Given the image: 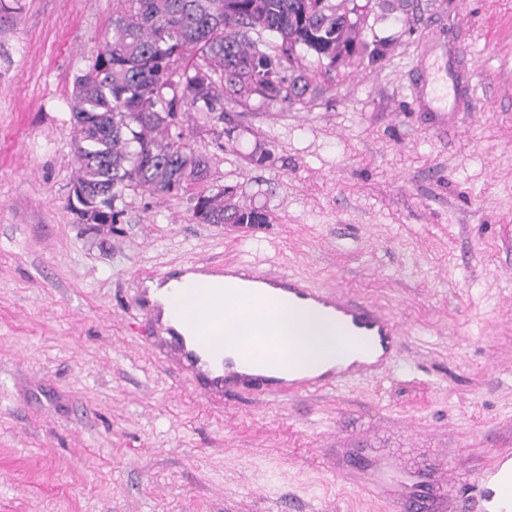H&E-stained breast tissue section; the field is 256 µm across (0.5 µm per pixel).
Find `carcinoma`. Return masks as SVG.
<instances>
[{
	"mask_svg": "<svg viewBox=\"0 0 512 512\" xmlns=\"http://www.w3.org/2000/svg\"><path fill=\"white\" fill-rule=\"evenodd\" d=\"M111 37L77 78L72 116L79 168L72 194L87 224H115L125 191L177 194L208 176V160L179 131L190 106L224 120V99L302 103L315 75L288 64L309 56L337 69L368 50L357 0H126ZM203 224H267L228 189L200 195Z\"/></svg>",
	"mask_w": 512,
	"mask_h": 512,
	"instance_id": "obj_1",
	"label": "carcinoma"
}]
</instances>
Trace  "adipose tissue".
<instances>
[{
  "label": "adipose tissue",
  "mask_w": 512,
  "mask_h": 512,
  "mask_svg": "<svg viewBox=\"0 0 512 512\" xmlns=\"http://www.w3.org/2000/svg\"><path fill=\"white\" fill-rule=\"evenodd\" d=\"M153 298L162 305V319L178 324L183 313L197 314L199 336L215 345L232 362L239 374L252 373L264 361L292 362L297 375H311L336 364L349 362L351 340L317 314H291L277 308L270 296L257 288H228L224 277L189 273L178 298H171L168 284L149 282ZM272 329L279 344L273 349L242 359L258 326Z\"/></svg>",
  "instance_id": "1"
}]
</instances>
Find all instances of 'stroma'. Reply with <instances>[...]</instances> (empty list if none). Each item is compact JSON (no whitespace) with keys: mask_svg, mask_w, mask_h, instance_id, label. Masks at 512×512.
Here are the masks:
<instances>
[{"mask_svg":"<svg viewBox=\"0 0 512 512\" xmlns=\"http://www.w3.org/2000/svg\"><path fill=\"white\" fill-rule=\"evenodd\" d=\"M5 3L0 512H390L358 482L379 461L437 469L462 512L512 449V0H371L375 63L317 72L301 104L184 108L208 178L126 191L116 224L71 201V98L116 0ZM220 186L268 223H199ZM194 260L373 303L397 354L332 390L203 396L133 305Z\"/></svg>","mask_w":512,"mask_h":512,"instance_id":"stroma-1","label":"stroma"}]
</instances>
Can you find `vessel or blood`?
Segmentation results:
<instances>
[{
  "label": "vessel or blood",
  "instance_id": "vessel-or-blood-1",
  "mask_svg": "<svg viewBox=\"0 0 512 512\" xmlns=\"http://www.w3.org/2000/svg\"><path fill=\"white\" fill-rule=\"evenodd\" d=\"M224 276L233 278L240 288H266L276 291L283 307L296 311L316 309L336 322L339 329L356 339L358 359L313 377H283L270 382L263 374L245 375L244 381L257 390L278 395L282 392L309 393L341 384L347 379L387 364L395 356L401 329L388 313L376 306L348 297L344 292H327L313 287L303 277L285 274L259 276L245 266H228ZM158 337L176 356L181 368L200 392L220 395L223 377L213 375L197 348L187 346L181 332L170 325H159ZM512 471V452H502L483 465L466 488V512H494V488L503 471ZM394 512H435L437 497L427 480L413 483L405 495L393 502Z\"/></svg>",
  "mask_w": 512,
  "mask_h": 512
}]
</instances>
